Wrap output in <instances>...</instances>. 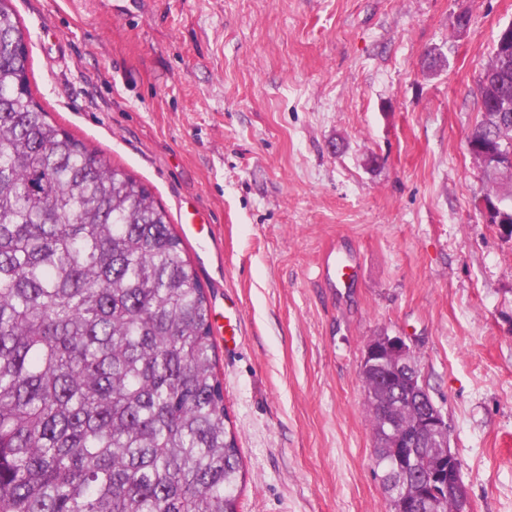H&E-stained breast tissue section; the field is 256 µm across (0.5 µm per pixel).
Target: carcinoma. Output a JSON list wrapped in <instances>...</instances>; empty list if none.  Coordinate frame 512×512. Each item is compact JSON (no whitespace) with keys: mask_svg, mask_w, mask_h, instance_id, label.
I'll return each mask as SVG.
<instances>
[{"mask_svg":"<svg viewBox=\"0 0 512 512\" xmlns=\"http://www.w3.org/2000/svg\"><path fill=\"white\" fill-rule=\"evenodd\" d=\"M0 0V512H237L211 307L152 192L47 120ZM512 102V54L476 83ZM486 194L512 227V183Z\"/></svg>","mask_w":512,"mask_h":512,"instance_id":"1","label":"carcinoma"}]
</instances>
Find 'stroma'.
<instances>
[{
	"instance_id": "1",
	"label": "stroma",
	"mask_w": 512,
	"mask_h": 512,
	"mask_svg": "<svg viewBox=\"0 0 512 512\" xmlns=\"http://www.w3.org/2000/svg\"><path fill=\"white\" fill-rule=\"evenodd\" d=\"M12 4L35 98L150 188L219 312L238 512H390L360 374L384 333L414 351L472 512H512V235L466 147L512 0ZM336 243L353 282L321 276Z\"/></svg>"
}]
</instances>
